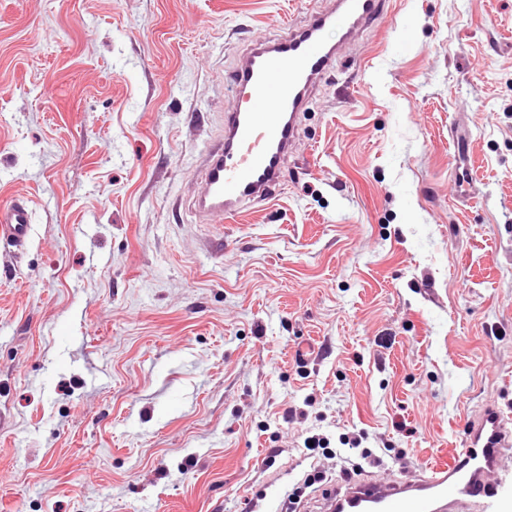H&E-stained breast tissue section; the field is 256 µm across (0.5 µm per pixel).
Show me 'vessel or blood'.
<instances>
[{"instance_id": "obj_1", "label": "vessel or blood", "mask_w": 512, "mask_h": 512, "mask_svg": "<svg viewBox=\"0 0 512 512\" xmlns=\"http://www.w3.org/2000/svg\"><path fill=\"white\" fill-rule=\"evenodd\" d=\"M382 0H336L334 9L260 40L236 71V108L224 115V137L211 148L204 172L206 192L199 213L232 219L249 202L267 200L286 167L303 107L316 82L336 60L323 32L336 18L355 37L382 11ZM27 205L0 207V240L24 245ZM512 456V419L494 405L467 422L463 446L452 464L422 469L410 481L358 480L325 492L328 512H486L505 458Z\"/></svg>"}]
</instances>
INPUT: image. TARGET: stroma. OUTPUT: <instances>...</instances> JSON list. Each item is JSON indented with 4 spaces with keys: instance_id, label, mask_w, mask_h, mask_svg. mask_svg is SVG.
I'll return each mask as SVG.
<instances>
[{
    "instance_id": "1",
    "label": "stroma",
    "mask_w": 512,
    "mask_h": 512,
    "mask_svg": "<svg viewBox=\"0 0 512 512\" xmlns=\"http://www.w3.org/2000/svg\"><path fill=\"white\" fill-rule=\"evenodd\" d=\"M330 2L0 0V512H324L305 436L410 479L512 416V0H387L271 200L194 215L251 41ZM30 212L27 205L13 202L0 207V240L23 246L28 234ZM368 440V435L359 431L357 434L339 438L341 445L347 448H329L330 441L327 437L313 435L304 441L305 449L310 454L317 455L321 452L324 457L330 456L340 459L344 463L340 467L339 477L348 483L360 475L366 468H381L385 466L399 465L407 468V461L403 451L399 448H383L380 454L375 453L368 446H363ZM313 443V446H310ZM313 455V456H314Z\"/></svg>"
}]
</instances>
